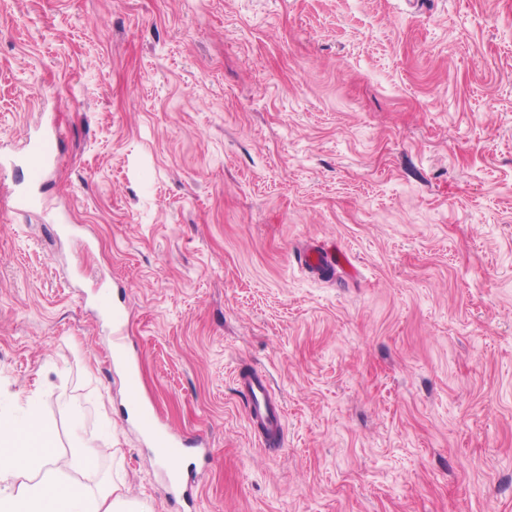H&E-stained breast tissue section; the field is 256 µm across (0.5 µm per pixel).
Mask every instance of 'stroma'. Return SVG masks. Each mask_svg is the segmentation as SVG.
<instances>
[{"instance_id":"1","label":"stroma","mask_w":512,"mask_h":512,"mask_svg":"<svg viewBox=\"0 0 512 512\" xmlns=\"http://www.w3.org/2000/svg\"><path fill=\"white\" fill-rule=\"evenodd\" d=\"M62 130L44 196L0 170V412L181 512L125 409L210 443L198 512H512V0H0V150ZM309 238L356 274L297 266ZM265 370L281 447L236 373ZM102 308L112 317V334L118 351L114 358L115 365L121 367L126 376L127 403L138 410L137 425L141 433L155 448V456L166 460L179 458L183 448L190 444L187 440L164 428L156 419L153 409L142 398L140 380L136 361L125 355L123 349L127 335L128 317L123 312L122 306L117 303L112 305L106 301L108 295L102 294Z\"/></svg>"}]
</instances>
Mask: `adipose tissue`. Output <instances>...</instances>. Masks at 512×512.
Listing matches in <instances>:
<instances>
[{
  "label": "adipose tissue",
  "mask_w": 512,
  "mask_h": 512,
  "mask_svg": "<svg viewBox=\"0 0 512 512\" xmlns=\"http://www.w3.org/2000/svg\"><path fill=\"white\" fill-rule=\"evenodd\" d=\"M52 445L53 429L45 420L0 413V512H146L117 483L93 490L68 481L57 467ZM20 468L36 474V481L13 485Z\"/></svg>",
  "instance_id": "adipose-tissue-1"
}]
</instances>
